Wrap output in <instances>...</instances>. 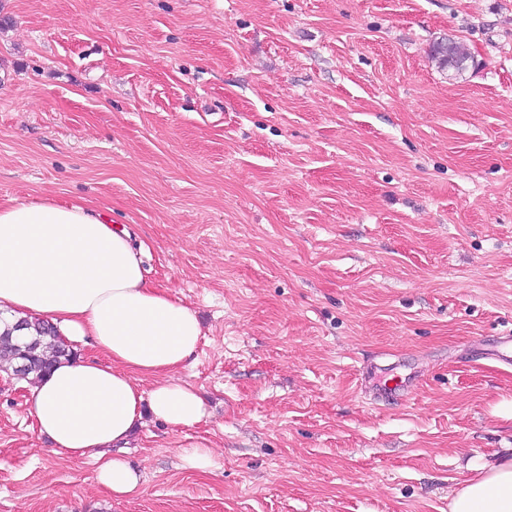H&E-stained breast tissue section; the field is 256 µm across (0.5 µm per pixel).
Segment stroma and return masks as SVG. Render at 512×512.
Returning a JSON list of instances; mask_svg holds the SVG:
<instances>
[{
	"label": "stroma",
	"mask_w": 512,
	"mask_h": 512,
	"mask_svg": "<svg viewBox=\"0 0 512 512\" xmlns=\"http://www.w3.org/2000/svg\"><path fill=\"white\" fill-rule=\"evenodd\" d=\"M45 196L198 312L209 415L115 499L0 369V512H448L512 457V0H0V202ZM431 59L437 62L441 70H448L454 76L463 73L469 61L473 62L474 56L469 46L461 41L441 39L432 44L430 50ZM180 459L184 468L201 472L209 471L213 465V457L210 449L203 443L181 448Z\"/></svg>",
	"instance_id": "35a3bbf8"
}]
</instances>
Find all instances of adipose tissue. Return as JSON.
I'll list each match as a JSON object with an SVG mask.
<instances>
[{
  "label": "adipose tissue",
  "instance_id": "adipose-tissue-1",
  "mask_svg": "<svg viewBox=\"0 0 512 512\" xmlns=\"http://www.w3.org/2000/svg\"><path fill=\"white\" fill-rule=\"evenodd\" d=\"M2 309L99 351L55 363L31 388V413L55 453L94 460L113 498L143 484L124 450L145 415L175 430L205 419L203 398L177 375L203 335L198 315L146 279L132 234L104 212L55 199L0 206ZM448 512H512V458L479 464Z\"/></svg>",
  "mask_w": 512,
  "mask_h": 512
}]
</instances>
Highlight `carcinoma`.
Masks as SVG:
<instances>
[{"instance_id": "carcinoma-1", "label": "carcinoma", "mask_w": 512, "mask_h": 512, "mask_svg": "<svg viewBox=\"0 0 512 512\" xmlns=\"http://www.w3.org/2000/svg\"><path fill=\"white\" fill-rule=\"evenodd\" d=\"M431 59L442 70H448L458 76L467 68V63L474 60L469 46L461 41L441 39L432 44ZM29 336L20 338L14 335L15 328H0V359L10 366L25 365L23 378L33 383L61 358L74 355L65 344L57 329L40 321H24Z\"/></svg>"}]
</instances>
